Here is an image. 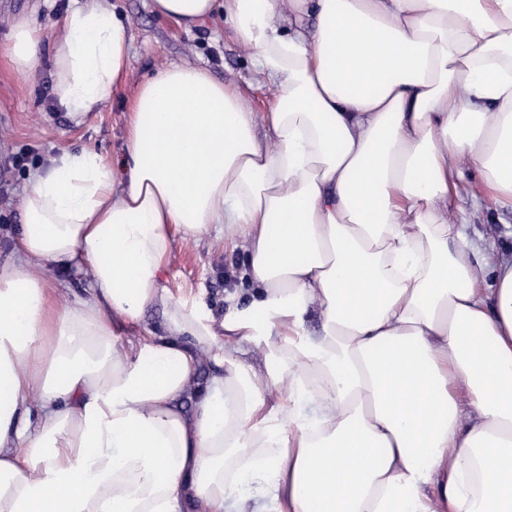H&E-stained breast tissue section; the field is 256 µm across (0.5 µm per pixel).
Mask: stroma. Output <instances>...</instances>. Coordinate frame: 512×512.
Segmentation results:
<instances>
[{
    "label": "stroma",
    "mask_w": 512,
    "mask_h": 512,
    "mask_svg": "<svg viewBox=\"0 0 512 512\" xmlns=\"http://www.w3.org/2000/svg\"><path fill=\"white\" fill-rule=\"evenodd\" d=\"M115 2L132 36L129 65L109 101L76 120L55 96L53 65L63 37L56 21L73 7L74 0H0V158L25 157L23 165L0 170V182L6 186L0 193V263L11 256L9 232L23 221V188L31 175L46 169L66 150L88 148L108 158L121 154L131 100L156 70L186 63L207 67L215 79L237 82L246 105L261 120L275 105L270 88L252 83L251 56L230 35L222 17L187 29L158 15L152 0ZM33 12L45 37L38 70L24 76L11 67L5 53L16 21ZM461 205L472 246L483 250L493 243L512 245V212L495 209L487 201L476 207L467 198ZM243 261L241 238L180 240L163 283L187 306L225 310L228 295L241 289Z\"/></svg>",
    "instance_id": "1"
}]
</instances>
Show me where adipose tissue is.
I'll use <instances>...</instances> for the list:
<instances>
[{
  "label": "adipose tissue",
  "instance_id": "ef3b65f1",
  "mask_svg": "<svg viewBox=\"0 0 512 512\" xmlns=\"http://www.w3.org/2000/svg\"><path fill=\"white\" fill-rule=\"evenodd\" d=\"M153 6L223 15L275 91L268 131L173 65L140 86L121 158L65 152L29 179L0 264V512H512V256L475 255L450 218L468 163L512 207V0ZM59 25L78 116L131 39L112 0ZM41 40L16 22L18 73ZM228 233L249 308L173 300L176 237ZM75 268L91 277L62 298L46 273ZM155 303L161 327L118 342Z\"/></svg>",
  "mask_w": 512,
  "mask_h": 512
}]
</instances>
